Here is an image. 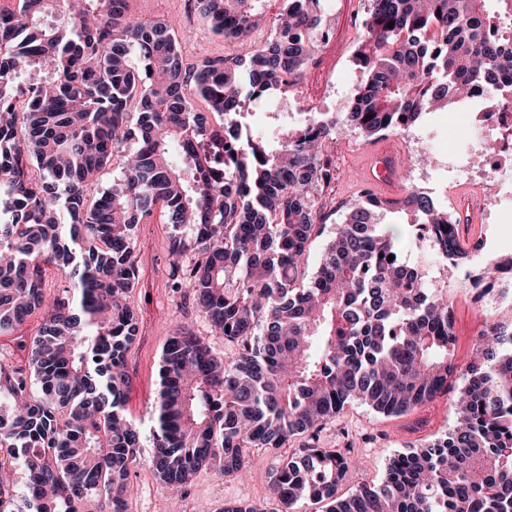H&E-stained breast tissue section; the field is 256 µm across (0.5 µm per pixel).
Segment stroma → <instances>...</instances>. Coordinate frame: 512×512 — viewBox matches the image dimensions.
Masks as SVG:
<instances>
[{
  "mask_svg": "<svg viewBox=\"0 0 512 512\" xmlns=\"http://www.w3.org/2000/svg\"><path fill=\"white\" fill-rule=\"evenodd\" d=\"M131 16L139 22H170L176 32L190 31L183 40V53L197 63L228 52L222 39L214 36L190 6V0H130ZM367 0H325L323 11L331 22L336 47L331 55H318L310 77L329 82L331 93L319 106L320 111L345 114L363 81L353 62L356 48L355 21L364 17ZM479 133L477 108L455 104L445 112L428 114L420 125L397 135L365 138L358 130H341L336 144L338 178L334 193L337 200L351 201L365 189L360 177L369 154L377 148L392 152L403 168H411L412 183L428 195H436L443 185L455 188V195L477 204L480 222L470 228L471 238L486 242V257L495 260L512 255V171L497 176L493 190L462 176L460 167L471 142ZM173 227L161 221L137 228L141 244L138 256L140 280L128 300L140 322V333L127 353L131 379L124 409L141 429L143 455H150L151 436L156 427V399L160 389L159 369L164 344L175 330L188 329L216 350L229 352L223 337L213 335L204 316L191 297L173 292L169 245ZM423 266L433 288L447 291L453 303L457 343V362L466 366L471 359L473 330L478 311L456 289L439 260L425 256ZM456 422L452 397H442L428 406L401 417H387L371 407L355 402L347 405L335 418L328 420L320 432L323 444L330 447L350 445L356 466L341 487L349 494L361 485L373 484L383 477L389 459L410 447H420L445 436ZM254 463L248 479L239 480L212 470L198 472L185 487L181 512H222L235 503H257L266 512H277L278 501L268 492L270 478L280 459L271 452L253 449ZM127 512H171V502L164 485L147 464L130 472L127 485Z\"/></svg>",
  "mask_w": 512,
  "mask_h": 512,
  "instance_id": "obj_1",
  "label": "stroma"
}]
</instances>
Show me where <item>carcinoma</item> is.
<instances>
[{"label":"carcinoma","mask_w":512,"mask_h":512,"mask_svg":"<svg viewBox=\"0 0 512 512\" xmlns=\"http://www.w3.org/2000/svg\"><path fill=\"white\" fill-rule=\"evenodd\" d=\"M267 2L196 0L231 51L192 65L170 25L133 20L129 0L0 9V335L45 314L25 365L0 358V473L24 471L19 484L0 478V512H127L142 462L123 407L139 333L127 298L136 228L157 212L174 227L170 287L236 348L227 357L180 329L163 348L149 465L172 498L203 468L245 477L249 449L302 436L271 477L282 512H512V317L486 312L459 368L448 295L382 220L406 215L411 233L434 234L438 258L485 274L481 241L411 185L399 198L363 190L339 204L309 271L336 213L338 129L375 138L465 99L512 98V0H368L349 112L302 109L271 141L245 131L244 101L304 81L331 26L322 0H281L272 18ZM53 13L66 20L47 23ZM269 21L259 47L250 35ZM48 59L53 79L15 83ZM115 158L119 176L88 200ZM46 265L65 279L59 294L45 292ZM458 377L451 432L392 457L380 485L339 494L355 461L321 443L327 418L352 401L401 416Z\"/></svg>","instance_id":"1"}]
</instances>
